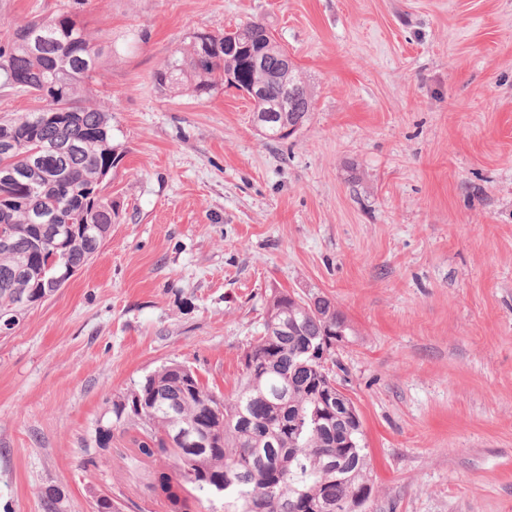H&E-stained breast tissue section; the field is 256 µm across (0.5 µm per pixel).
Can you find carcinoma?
<instances>
[{
    "label": "carcinoma",
    "mask_w": 512,
    "mask_h": 512,
    "mask_svg": "<svg viewBox=\"0 0 512 512\" xmlns=\"http://www.w3.org/2000/svg\"><path fill=\"white\" fill-rule=\"evenodd\" d=\"M284 49L268 28L249 21L226 34L195 32L155 74L159 88L208 95L227 84L261 85L255 111L274 119L259 126L271 142L302 127L313 91L296 68L281 71ZM103 49L84 24L62 14L29 20L0 42V88L30 92L44 105L0 118V315L21 317L30 298L65 266L82 268L98 252L118 216L103 195L104 167H115L112 112L94 100L103 81ZM69 144L70 150L61 147ZM67 229L58 234L55 227ZM263 335L243 353L232 394L219 397L173 361L112 402V421L98 429L105 447L112 431H134L138 469L147 460L168 467L144 470L154 478L168 512H338L355 494L371 499L373 467L360 439L361 421L336 419L324 389L330 370L309 358L311 346L336 355V339L351 328L320 294L274 290ZM191 428L207 444L177 442Z\"/></svg>",
    "instance_id": "obj_1"
}]
</instances>
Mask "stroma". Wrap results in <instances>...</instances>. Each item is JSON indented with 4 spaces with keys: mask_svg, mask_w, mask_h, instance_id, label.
<instances>
[{
    "mask_svg": "<svg viewBox=\"0 0 512 512\" xmlns=\"http://www.w3.org/2000/svg\"><path fill=\"white\" fill-rule=\"evenodd\" d=\"M66 12L112 43L119 216L0 335V512H164L129 435L97 429L171 361L230 393L275 288L351 327L369 512H512V0H0V40ZM251 20L314 88L282 142L235 88L154 80L193 32Z\"/></svg>",
    "mask_w": 512,
    "mask_h": 512,
    "instance_id": "obj_1",
    "label": "stroma"
}]
</instances>
